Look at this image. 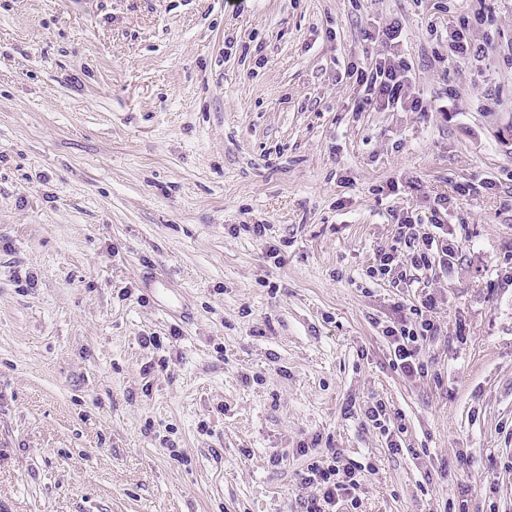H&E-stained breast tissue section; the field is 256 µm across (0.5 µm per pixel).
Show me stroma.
Masks as SVG:
<instances>
[{"label":"stroma","mask_w":512,"mask_h":512,"mask_svg":"<svg viewBox=\"0 0 512 512\" xmlns=\"http://www.w3.org/2000/svg\"><path fill=\"white\" fill-rule=\"evenodd\" d=\"M393 24L424 108L355 111ZM509 126L512 0H0V512H298L309 446L336 512H512ZM406 215L456 254L395 288ZM436 309V300L431 294H425L419 305L409 308V316L395 325L384 326L382 334L391 338L393 346V365L408 376L427 374V368L420 362L418 354L427 340L438 336L440 325L432 316ZM364 418L366 425L378 429L382 434L387 435V439L394 435L397 436V433L405 432V423H402V416H395L396 422L391 421L387 413L386 405L382 402L377 401L375 404H372V406H368L364 409ZM365 466L344 463L339 452H333L326 459L312 462L302 474L304 485H315L319 493L301 501V512H335L336 496L345 495L351 503L357 502L356 492L361 486Z\"/></svg>","instance_id":"obj_1"}]
</instances>
